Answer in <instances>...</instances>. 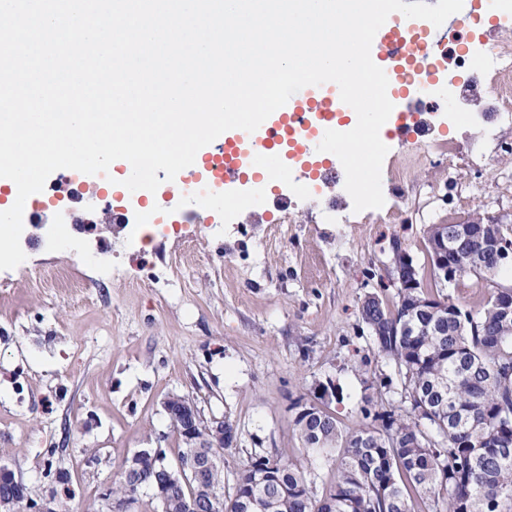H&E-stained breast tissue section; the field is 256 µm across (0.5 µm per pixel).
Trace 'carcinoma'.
Segmentation results:
<instances>
[{"label": "carcinoma", "instance_id": "carcinoma-1", "mask_svg": "<svg viewBox=\"0 0 512 512\" xmlns=\"http://www.w3.org/2000/svg\"><path fill=\"white\" fill-rule=\"evenodd\" d=\"M496 224L448 225L453 282H487L504 267L488 243ZM512 288L494 287L479 308L464 310L452 296L432 300L424 285L397 289L392 307L362 304L378 351L398 367L405 407L366 411L370 422L341 430L330 407L300 398L293 426L303 449L339 448L335 480L316 499L302 465L275 461V483L259 482L249 466L214 512H412L417 496L426 512H502L512 503V316L498 306ZM154 483L150 464L139 482L113 485L118 498L136 499Z\"/></svg>", "mask_w": 512, "mask_h": 512}]
</instances>
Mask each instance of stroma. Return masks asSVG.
<instances>
[{
	"instance_id": "35a3bbf8",
	"label": "stroma",
	"mask_w": 512,
	"mask_h": 512,
	"mask_svg": "<svg viewBox=\"0 0 512 512\" xmlns=\"http://www.w3.org/2000/svg\"><path fill=\"white\" fill-rule=\"evenodd\" d=\"M434 126L430 158L389 142L385 165L408 169L383 183L382 208L354 211L340 173L232 224L218 204L216 223L183 234L167 225L135 243L128 229H105L28 250L30 266L81 275L78 290L0 271V463L32 498L69 488L89 504L138 449L176 461L182 443L162 403L181 395L205 418L235 424L226 474L273 448L300 462L323 497L337 453L303 450L292 405L333 387L330 409L345 432L364 423V407H401L403 378L360 315L367 296L395 299L393 242L430 286L429 225L495 221L512 234V124L478 118L461 131L443 114ZM483 153L493 169L480 167ZM331 200L329 224L321 204ZM101 242L108 254L85 264Z\"/></svg>"
}]
</instances>
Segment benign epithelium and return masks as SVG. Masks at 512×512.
<instances>
[{"label":"benign epithelium","instance_id":"7a95c632","mask_svg":"<svg viewBox=\"0 0 512 512\" xmlns=\"http://www.w3.org/2000/svg\"><path fill=\"white\" fill-rule=\"evenodd\" d=\"M429 245L432 250L440 253L438 256L437 280L440 284L448 283L452 272L448 267L445 255L448 254V228L444 225L430 227ZM404 267H392L390 281L397 288H414L416 282L408 277L414 271L413 260L404 255ZM163 407L172 424L182 428L187 447L197 449V452L187 462H178L177 467L170 465L160 466L156 473V484L152 488L157 490L160 512H171L170 502L163 493V489L172 485H191L198 482L200 470L215 464L214 456L207 452L209 448H233L237 446L238 435L235 426L222 419H206L194 400L173 395L163 402ZM203 428L207 441H197V430ZM158 461L161 451L158 448H143L134 452L124 463L123 472L126 477L133 478L139 472V466L144 459ZM7 484L22 490L20 494H7L0 496V512H16V504L22 503L26 512H59L60 499L55 492L39 501L31 498L26 485L15 476L14 471L6 464L0 463V485ZM113 485L101 488L98 496L99 512H130L132 501L117 499L112 494ZM218 499L217 492L209 491L204 496L194 495L190 502L182 503L184 512H201V505L208 501Z\"/></svg>","mask_w":512,"mask_h":512}]
</instances>
